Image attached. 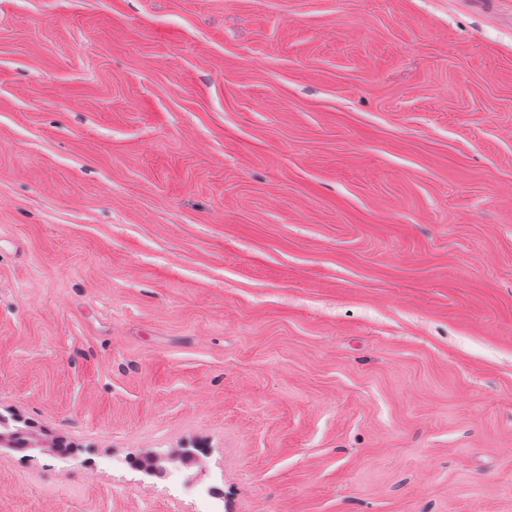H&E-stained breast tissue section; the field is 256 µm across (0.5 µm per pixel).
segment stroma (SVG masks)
Listing matches in <instances>:
<instances>
[{
    "mask_svg": "<svg viewBox=\"0 0 512 512\" xmlns=\"http://www.w3.org/2000/svg\"><path fill=\"white\" fill-rule=\"evenodd\" d=\"M8 412L224 512H512V0H0ZM147 478H159L168 482L175 483L180 490L186 494L195 497L199 501V509L197 512H223L224 511V488L218 484H209L205 493L198 494L194 489L183 486L182 480L174 479L172 472L164 470L162 474L155 476H146Z\"/></svg>",
    "mask_w": 512,
    "mask_h": 512,
    "instance_id": "1",
    "label": "stroma"
}]
</instances>
